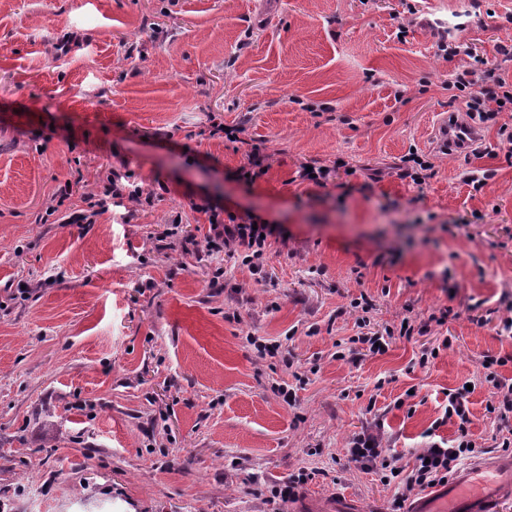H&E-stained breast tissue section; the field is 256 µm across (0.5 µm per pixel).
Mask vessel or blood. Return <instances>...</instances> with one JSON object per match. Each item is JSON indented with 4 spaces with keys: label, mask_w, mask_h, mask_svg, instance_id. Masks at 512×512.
I'll use <instances>...</instances> for the list:
<instances>
[{
    "label": "vessel or blood",
    "mask_w": 512,
    "mask_h": 512,
    "mask_svg": "<svg viewBox=\"0 0 512 512\" xmlns=\"http://www.w3.org/2000/svg\"><path fill=\"white\" fill-rule=\"evenodd\" d=\"M512 460L487 462L463 471L455 481L435 494L421 495L410 512H496L498 503L512 496Z\"/></svg>",
    "instance_id": "1"
}]
</instances>
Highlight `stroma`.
<instances>
[{"mask_svg": "<svg viewBox=\"0 0 512 512\" xmlns=\"http://www.w3.org/2000/svg\"><path fill=\"white\" fill-rule=\"evenodd\" d=\"M510 10L0 0V512H289L272 491L301 472L300 495L388 512L402 486L349 463L348 441L381 424L410 462L429 431L457 436L445 393L467 383L478 451L465 466L506 459L481 363L506 358L496 372L512 383L498 325L512 304V158L497 137L512 112L483 129L478 157L443 152L435 130L466 112L449 81L512 46ZM443 31L473 57L438 56ZM251 144L270 167L247 181ZM412 151L435 164L425 185L398 175ZM304 161L337 165L335 181L301 180ZM112 169L157 190L153 205L92 214ZM473 170L491 173L478 192ZM67 183L85 221L49 212ZM205 198L281 227L262 273L184 252L208 232L192 208ZM360 297L379 326L454 314L353 366L335 352L359 333Z\"/></svg>", "mask_w": 512, "mask_h": 512, "instance_id": "1", "label": "stroma"}]
</instances>
